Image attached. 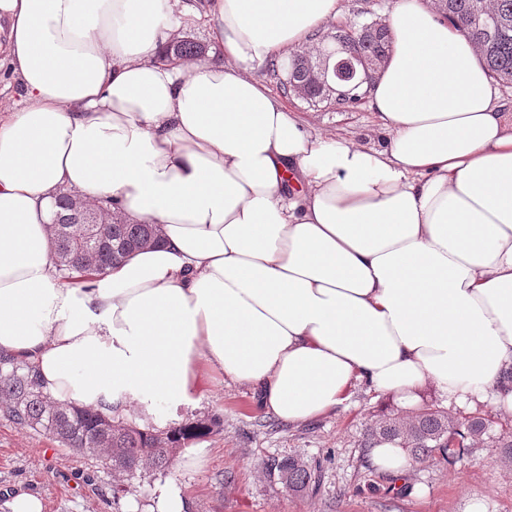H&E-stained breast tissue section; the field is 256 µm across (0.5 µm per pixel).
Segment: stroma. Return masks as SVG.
<instances>
[{
	"mask_svg": "<svg viewBox=\"0 0 512 512\" xmlns=\"http://www.w3.org/2000/svg\"><path fill=\"white\" fill-rule=\"evenodd\" d=\"M255 76L315 131L369 144L383 132L367 104L312 105L284 91L266 66ZM377 402L356 388L346 407L314 421L288 424L256 407L250 392L227 383L213 388L187 419L219 416L222 432L195 439L203 456L176 458L167 474L133 480L114 497L120 480L110 469L49 436L20 427L0 412V512L15 489L38 494L43 512H148L163 485L180 488L192 512H467L471 503L486 512H512V467L497 462L498 451L480 447L453 465H412L401 480L374 468L360 446L364 424ZM301 454L322 464L321 481L310 496L288 492L262 468L269 455Z\"/></svg>",
	"mask_w": 512,
	"mask_h": 512,
	"instance_id": "stroma-1",
	"label": "stroma"
}]
</instances>
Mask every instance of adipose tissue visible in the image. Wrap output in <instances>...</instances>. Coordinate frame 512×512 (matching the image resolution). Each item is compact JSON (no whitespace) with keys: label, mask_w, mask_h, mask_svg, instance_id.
<instances>
[{"label":"adipose tissue","mask_w":512,"mask_h":512,"mask_svg":"<svg viewBox=\"0 0 512 512\" xmlns=\"http://www.w3.org/2000/svg\"><path fill=\"white\" fill-rule=\"evenodd\" d=\"M341 0H0V352L50 397L180 424L224 382L291 424L357 386L512 415V108L431 0H395L382 144L306 128L253 78ZM205 25L206 59L165 64ZM162 241L65 284L60 192Z\"/></svg>","instance_id":"ef3b65f1"}]
</instances>
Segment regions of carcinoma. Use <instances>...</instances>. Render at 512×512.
I'll return each instance as SVG.
<instances>
[{"instance_id":"obj_1","label":"carcinoma","mask_w":512,"mask_h":512,"mask_svg":"<svg viewBox=\"0 0 512 512\" xmlns=\"http://www.w3.org/2000/svg\"><path fill=\"white\" fill-rule=\"evenodd\" d=\"M435 11L460 25L477 48L490 78L512 84V0H432ZM320 49L312 55H294L268 71L285 73V90L302 87L306 101L316 105L334 101L355 103L361 98L356 82H321V70L339 56L349 58L364 79H373L387 62L392 38L385 21L378 18L341 23L319 36ZM209 46L185 33L170 41L162 59L185 60L207 56ZM91 229L83 223L71 195L59 199L52 225V248L62 278L74 273L91 274L119 262L146 245L160 242V226L130 221L116 212V222L96 237L93 263H88L79 243L89 239ZM0 410L16 425L44 432L67 448L99 461L112 472L131 481L153 472L165 473L173 465L171 449L190 440L218 432L223 420H197L160 429H142L135 422H118L91 407L59 403L43 390L34 370L7 355H0ZM492 420L477 407L465 415H453L427 400L408 417L385 409L368 419L362 447L382 443L401 445L417 464L453 465L479 444L485 443ZM493 444L500 449L497 462L512 466V426H503ZM269 475L295 495L316 490L319 466L303 457L269 456L262 461Z\"/></svg>"}]
</instances>
